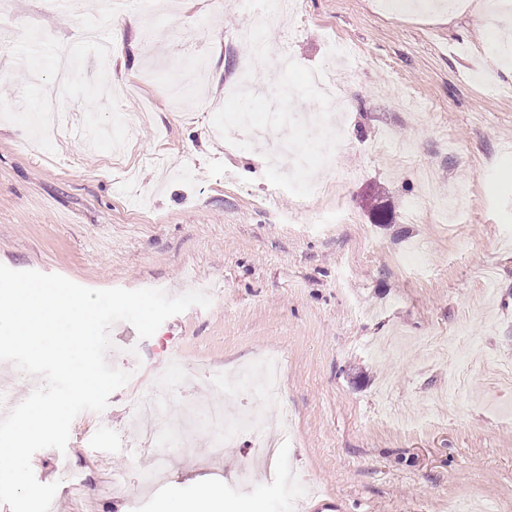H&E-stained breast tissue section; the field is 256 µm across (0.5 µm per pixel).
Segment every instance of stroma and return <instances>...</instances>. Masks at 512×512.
Instances as JSON below:
<instances>
[{"instance_id":"1","label":"stroma","mask_w":512,"mask_h":512,"mask_svg":"<svg viewBox=\"0 0 512 512\" xmlns=\"http://www.w3.org/2000/svg\"><path fill=\"white\" fill-rule=\"evenodd\" d=\"M488 2L451 13L297 0L293 20L262 25L259 54L240 36L248 0H127L105 63L126 88L124 149L59 137L50 154L0 120V264L90 289L212 291L210 307L150 338L112 327L107 360L130 380L74 419L65 451L31 460L58 485L51 512H178L207 482L227 512H512V384L498 381L512 362V72L486 33L512 32V8ZM79 16L62 0H15L4 25L14 40L32 24L71 45ZM284 50L294 68L278 77ZM200 57L210 108L171 111L165 84ZM314 73L349 97L329 124L308 122L324 110ZM256 124L304 149L299 177L261 140L225 143V128ZM454 185L467 190L461 219L447 214ZM456 331L451 357L420 345ZM269 353L285 377L274 402L241 377ZM473 356L467 391L437 402ZM147 398L186 424L188 447L129 451ZM219 404L228 419L293 416L272 462L291 490L261 469L240 482L249 435L210 451L192 412Z\"/></svg>"}]
</instances>
